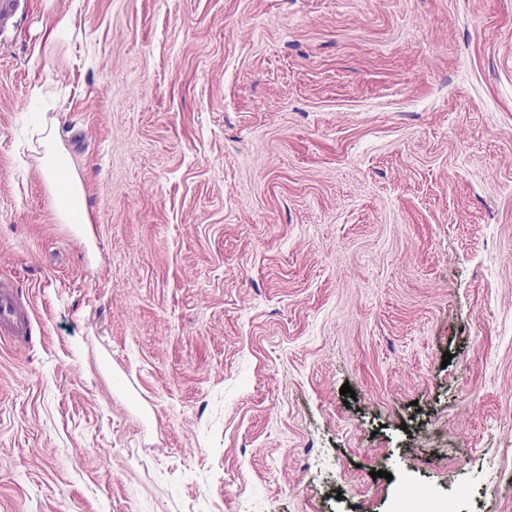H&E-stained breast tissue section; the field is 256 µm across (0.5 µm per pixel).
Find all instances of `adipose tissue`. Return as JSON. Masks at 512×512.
Listing matches in <instances>:
<instances>
[{"label": "adipose tissue", "mask_w": 512, "mask_h": 512, "mask_svg": "<svg viewBox=\"0 0 512 512\" xmlns=\"http://www.w3.org/2000/svg\"><path fill=\"white\" fill-rule=\"evenodd\" d=\"M37 131L43 147V172L56 198L61 220L66 224L88 223L80 179L68 155L61 152L54 129L41 125Z\"/></svg>", "instance_id": "adipose-tissue-1"}]
</instances>
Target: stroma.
I'll use <instances>...</instances> for the list:
<instances>
[{"label":"stroma","mask_w":512,"mask_h":512,"mask_svg":"<svg viewBox=\"0 0 512 512\" xmlns=\"http://www.w3.org/2000/svg\"><path fill=\"white\" fill-rule=\"evenodd\" d=\"M26 2L0 512H512V0ZM43 147V172L57 201L60 219L65 224H85L89 218L84 205L83 190L79 177L70 164L68 155L61 152L57 145L54 128L44 125L37 127ZM66 175L61 187L59 177ZM14 281L0 279V335L23 339L31 334L34 321L29 305L21 304ZM469 487L461 485L448 499H440L431 491L419 489L413 494L399 497L395 503L396 512H457L459 501L470 496Z\"/></svg>","instance_id":"stroma-1"}]
</instances>
